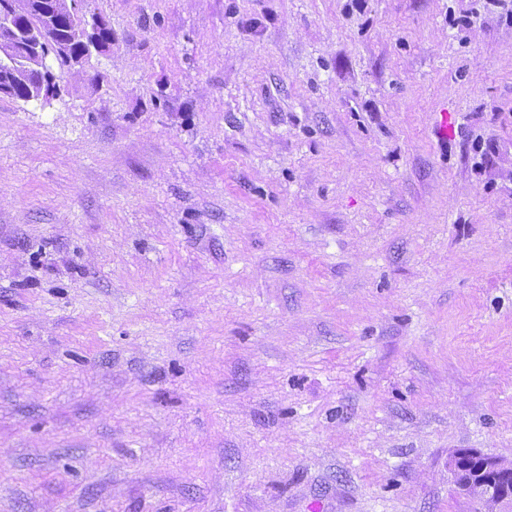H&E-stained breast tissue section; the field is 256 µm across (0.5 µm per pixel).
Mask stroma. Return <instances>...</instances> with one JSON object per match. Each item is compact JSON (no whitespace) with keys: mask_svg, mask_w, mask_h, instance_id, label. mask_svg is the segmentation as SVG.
<instances>
[{"mask_svg":"<svg viewBox=\"0 0 512 512\" xmlns=\"http://www.w3.org/2000/svg\"><path fill=\"white\" fill-rule=\"evenodd\" d=\"M86 11L110 50L0 95V512H473L450 455L512 461V0Z\"/></svg>","mask_w":512,"mask_h":512,"instance_id":"stroma-1","label":"stroma"}]
</instances>
